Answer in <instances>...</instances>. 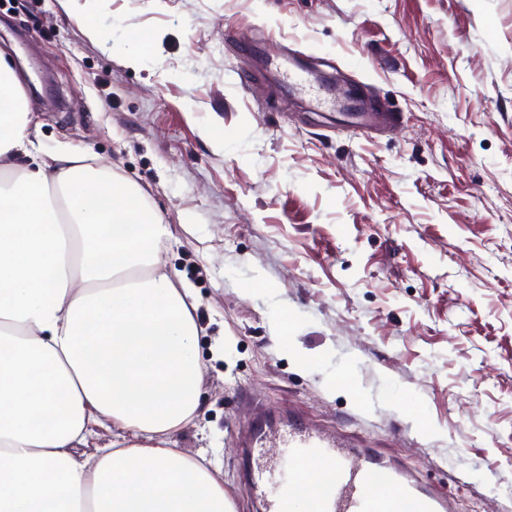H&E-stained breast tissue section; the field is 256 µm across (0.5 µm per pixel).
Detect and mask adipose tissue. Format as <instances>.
I'll use <instances>...</instances> for the list:
<instances>
[{
	"instance_id": "adipose-tissue-1",
	"label": "adipose tissue",
	"mask_w": 512,
	"mask_h": 512,
	"mask_svg": "<svg viewBox=\"0 0 512 512\" xmlns=\"http://www.w3.org/2000/svg\"><path fill=\"white\" fill-rule=\"evenodd\" d=\"M29 123L0 55V512H234L221 466L170 445L204 371L169 225L87 152L41 157Z\"/></svg>"
}]
</instances>
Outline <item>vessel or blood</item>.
<instances>
[{
	"mask_svg": "<svg viewBox=\"0 0 512 512\" xmlns=\"http://www.w3.org/2000/svg\"><path fill=\"white\" fill-rule=\"evenodd\" d=\"M253 464L246 484L265 512H449L445 494L424 488L368 448L292 421L263 420L246 443ZM320 467L321 485L304 481L300 467Z\"/></svg>",
	"mask_w": 512,
	"mask_h": 512,
	"instance_id": "1",
	"label": "vessel or blood"
}]
</instances>
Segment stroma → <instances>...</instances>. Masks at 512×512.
<instances>
[{
    "instance_id": "35a3bbf8",
    "label": "stroma",
    "mask_w": 512,
    "mask_h": 512,
    "mask_svg": "<svg viewBox=\"0 0 512 512\" xmlns=\"http://www.w3.org/2000/svg\"><path fill=\"white\" fill-rule=\"evenodd\" d=\"M0 54L43 149L89 152L170 224L205 370L173 442L217 456L234 512H261L244 441L267 415L453 512H512V0H0ZM350 86L395 122L355 124Z\"/></svg>"
}]
</instances>
